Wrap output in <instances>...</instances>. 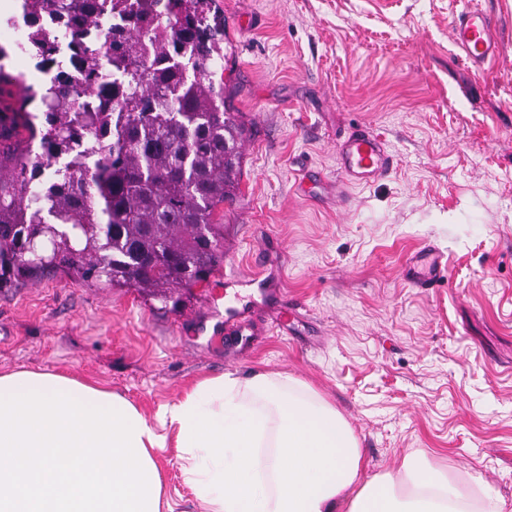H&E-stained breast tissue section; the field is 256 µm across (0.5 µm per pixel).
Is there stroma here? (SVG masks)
I'll list each match as a JSON object with an SVG mask.
<instances>
[{"mask_svg":"<svg viewBox=\"0 0 512 512\" xmlns=\"http://www.w3.org/2000/svg\"><path fill=\"white\" fill-rule=\"evenodd\" d=\"M463 2L217 0L248 128L223 266L171 300L61 272L1 288L0 372L102 383L150 418L203 378L285 373L343 415L362 480L433 458L512 512V0H477L500 43L483 71L451 38ZM362 123L393 168L344 189L336 140ZM431 247L448 282L413 287ZM156 459L200 512L175 448Z\"/></svg>","mask_w":512,"mask_h":512,"instance_id":"obj_1","label":"stroma"}]
</instances>
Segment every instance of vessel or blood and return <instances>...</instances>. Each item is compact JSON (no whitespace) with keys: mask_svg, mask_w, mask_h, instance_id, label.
<instances>
[{"mask_svg":"<svg viewBox=\"0 0 512 512\" xmlns=\"http://www.w3.org/2000/svg\"><path fill=\"white\" fill-rule=\"evenodd\" d=\"M493 23L482 10L462 8L455 16L451 37L468 62L483 67L497 52L492 36ZM337 170L348 185H367L386 176L393 167V156L386 143L366 126L353 128L336 142ZM406 278L417 288H432L448 279V262L444 255L427 251L421 263H407Z\"/></svg>","mask_w":512,"mask_h":512,"instance_id":"1","label":"vessel or blood"}]
</instances>
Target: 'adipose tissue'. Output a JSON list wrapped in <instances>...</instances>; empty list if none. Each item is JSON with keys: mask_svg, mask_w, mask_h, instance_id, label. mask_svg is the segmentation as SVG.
Wrapping results in <instances>:
<instances>
[{"mask_svg": "<svg viewBox=\"0 0 512 512\" xmlns=\"http://www.w3.org/2000/svg\"><path fill=\"white\" fill-rule=\"evenodd\" d=\"M168 446L203 512H502L428 461L362 480L342 415L285 373L204 378L152 419L104 385L0 373V512H163Z\"/></svg>", "mask_w": 512, "mask_h": 512, "instance_id": "1", "label": "adipose tissue"}]
</instances>
